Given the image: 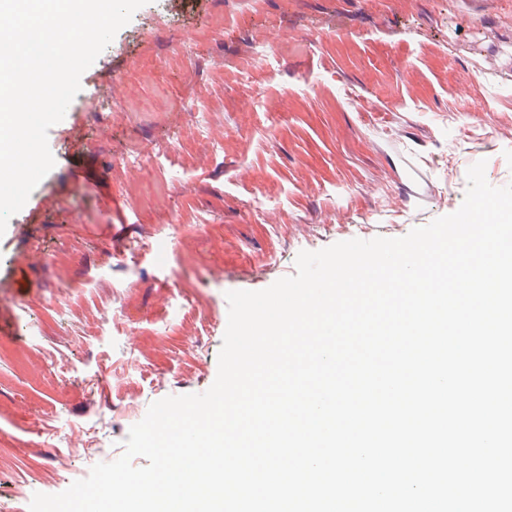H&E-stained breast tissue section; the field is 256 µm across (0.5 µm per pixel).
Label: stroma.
<instances>
[{"label":"stroma","mask_w":512,"mask_h":512,"mask_svg":"<svg viewBox=\"0 0 512 512\" xmlns=\"http://www.w3.org/2000/svg\"><path fill=\"white\" fill-rule=\"evenodd\" d=\"M48 145L0 236V512L208 390L228 291L512 183V0H148Z\"/></svg>","instance_id":"1"}]
</instances>
